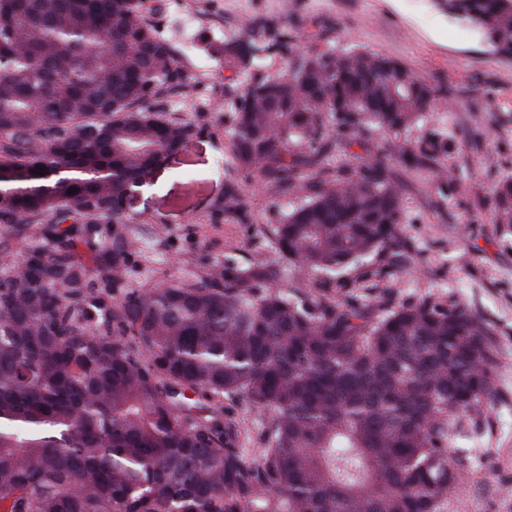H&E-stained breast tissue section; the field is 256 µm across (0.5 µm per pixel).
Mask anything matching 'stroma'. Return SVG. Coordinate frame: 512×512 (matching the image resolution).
Segmentation results:
<instances>
[{"label":"stroma","instance_id":"obj_1","mask_svg":"<svg viewBox=\"0 0 512 512\" xmlns=\"http://www.w3.org/2000/svg\"><path fill=\"white\" fill-rule=\"evenodd\" d=\"M161 6L148 18L172 43L193 86L190 95L161 106L178 104L201 131L129 192L138 255L128 277L132 288L176 280L227 257L247 262L265 243L258 225L230 224L217 213L229 174L225 86L242 76L225 69L216 49L248 24H288L306 43L357 44L447 89L443 105L407 137L448 130L456 138L449 156L411 168L392 165L406 212L403 238L419 263L383 285L401 301L430 296L458 303L492 329L499 398L483 409L481 432L458 440V447L473 449L474 465L442 512H512V229L492 223L488 212L496 185L512 177V57L449 20L438 0H162ZM452 175L462 191L449 184ZM224 417L241 447H262L260 415L228 402Z\"/></svg>","mask_w":512,"mask_h":512}]
</instances>
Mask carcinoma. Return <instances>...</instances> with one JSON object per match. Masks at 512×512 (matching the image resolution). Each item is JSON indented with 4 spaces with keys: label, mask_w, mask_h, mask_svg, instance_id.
Wrapping results in <instances>:
<instances>
[{
    "label": "carcinoma",
    "mask_w": 512,
    "mask_h": 512,
    "mask_svg": "<svg viewBox=\"0 0 512 512\" xmlns=\"http://www.w3.org/2000/svg\"><path fill=\"white\" fill-rule=\"evenodd\" d=\"M452 6L512 56L511 4ZM296 40L269 26L224 47L246 81L218 211L257 223L242 178L296 201L266 250L121 290L127 190L200 131L155 109L188 76L144 0H0V166L28 172L0 184V512H440L461 490L468 449L450 443L498 398L489 327L338 280L371 256L366 279L414 263L390 160L453 139L399 140L438 102L396 61ZM489 205L512 227L511 178ZM226 400L263 418L257 452Z\"/></svg>",
    "instance_id": "obj_1"
}]
</instances>
